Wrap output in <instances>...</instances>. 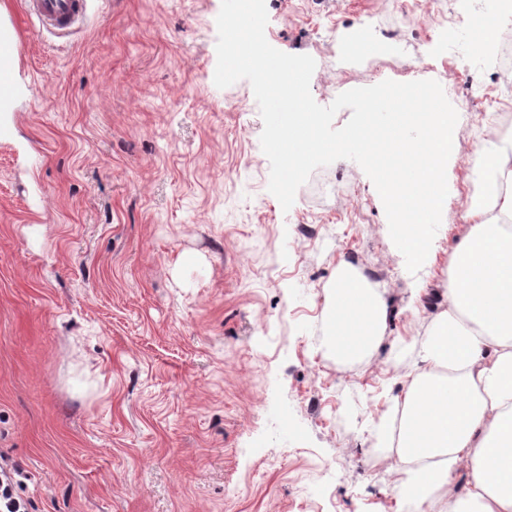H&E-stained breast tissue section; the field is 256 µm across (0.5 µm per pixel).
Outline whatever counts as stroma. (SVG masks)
Here are the masks:
<instances>
[{
	"instance_id": "35a3bbf8",
	"label": "stroma",
	"mask_w": 512,
	"mask_h": 512,
	"mask_svg": "<svg viewBox=\"0 0 512 512\" xmlns=\"http://www.w3.org/2000/svg\"><path fill=\"white\" fill-rule=\"evenodd\" d=\"M314 100L431 79L464 113L448 226L408 272L363 169L268 190L249 81L214 83L221 0H95L58 39L23 26L0 112V457L35 512H396L373 426L405 368L323 342L342 262L386 284L390 338L422 336L477 187L512 135V65L464 38L483 0H265Z\"/></svg>"
}]
</instances>
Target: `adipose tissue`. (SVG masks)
<instances>
[{
    "mask_svg": "<svg viewBox=\"0 0 512 512\" xmlns=\"http://www.w3.org/2000/svg\"><path fill=\"white\" fill-rule=\"evenodd\" d=\"M470 176L483 194L465 211L442 301L422 337L391 344L393 360L412 368L376 435L396 456L403 512H439L462 469L467 486L448 512H512V138L490 145ZM389 316L387 289L342 264L324 343L339 362H363Z\"/></svg>",
    "mask_w": 512,
    "mask_h": 512,
    "instance_id": "ef3b65f1",
    "label": "adipose tissue"
}]
</instances>
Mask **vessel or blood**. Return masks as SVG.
Wrapping results in <instances>:
<instances>
[{"instance_id": "vessel-or-blood-1", "label": "vessel or blood", "mask_w": 512, "mask_h": 512, "mask_svg": "<svg viewBox=\"0 0 512 512\" xmlns=\"http://www.w3.org/2000/svg\"><path fill=\"white\" fill-rule=\"evenodd\" d=\"M93 0H21L20 14L0 12V110L9 108L21 93L24 77L13 50L21 40L20 20L41 32L67 38L86 21Z\"/></svg>"}]
</instances>
